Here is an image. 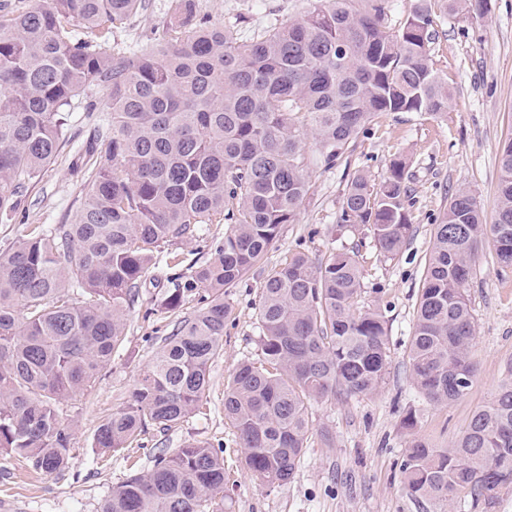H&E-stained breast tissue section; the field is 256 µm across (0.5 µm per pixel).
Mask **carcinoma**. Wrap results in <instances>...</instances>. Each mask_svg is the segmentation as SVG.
<instances>
[{"instance_id": "cac0c4a2", "label": "carcinoma", "mask_w": 512, "mask_h": 512, "mask_svg": "<svg viewBox=\"0 0 512 512\" xmlns=\"http://www.w3.org/2000/svg\"><path fill=\"white\" fill-rule=\"evenodd\" d=\"M306 16L240 40L211 24L198 0H171L149 49L121 52L112 33L146 0H47L0 14V222L8 223L46 166L70 141L74 101L108 91L111 121L95 130L70 221L35 228L0 252V455L34 472L69 468L72 428L59 404L90 388L125 336L142 279L163 245L229 224L191 277L161 298L177 316L120 411L98 426L102 453L128 448L148 425L170 430L202 403L231 315L224 296L262 264L285 224L296 222L309 171L302 140L338 164L379 112L440 118L448 84L434 69L431 0H416L396 30L389 0H316ZM476 18L491 0H439ZM104 158L94 159L96 151ZM407 162L391 160L373 183L355 175L342 225L366 227L396 256L413 233ZM494 242L512 267V140L500 154L497 219L458 192L435 225L414 309L413 387L432 403L471 386L473 315L466 288L478 244ZM357 255L298 252L260 288V354L224 386V419L245 466L271 490L294 479L307 448L313 400L367 396L391 364L383 315L358 306ZM196 309L180 316L185 305ZM224 448L188 442L153 457L151 471L112 488L99 512H224ZM407 495L438 512H492L512 486V365L450 448L415 439L405 448Z\"/></svg>"}]
</instances>
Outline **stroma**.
Listing matches in <instances>:
<instances>
[{
    "mask_svg": "<svg viewBox=\"0 0 512 512\" xmlns=\"http://www.w3.org/2000/svg\"><path fill=\"white\" fill-rule=\"evenodd\" d=\"M147 8L112 34L113 48H144L167 20L168 0H146ZM315 0H199L203 14L237 37L261 36L303 17ZM436 39L431 56L448 83V112L425 119L405 112L374 117L336 167L314 162L315 140L305 139L304 154L314 169L295 223L283 225L264 264L232 288V307L224 328V354L213 364L211 383L199 412L167 432L149 428L141 450L98 456L94 435L102 420L123 408L161 336L174 320L160 310L164 284L147 279L131 309L122 344L85 395L62 404L73 427L71 465L64 473L36 474L18 458L0 457V503L12 512H97L100 502L129 474H148L156 449L170 451L189 441L224 447V492L229 512H434L405 492L402 453L415 438L446 448L466 428L472 414L496 391L512 364V268L498 264L491 241L477 250L467 286L474 314L471 356L473 383L460 400L433 404L412 386L409 342L414 306L421 289L425 258L434 226L451 197L461 190L477 200L484 223L497 213L499 157L512 139V0H491L487 16L447 15L434 7ZM107 93L94 88L80 97L72 119L71 140L29 190L23 215L0 223V251L7 250L34 225L64 223L83 192L80 166L91 129L108 113ZM409 163L414 199L413 236L400 254L387 258L364 227H341L343 193L354 173L373 181L387 174L392 158ZM357 248L364 272L360 303L380 308L388 327L391 365L380 390L367 397L312 402L310 437L295 478L267 490L244 465L233 428L224 420V385L237 363L260 353L256 306L260 285L272 267L296 252L320 257L341 248ZM416 424L404 425L407 414Z\"/></svg>",
    "mask_w": 512,
    "mask_h": 512,
    "instance_id": "stroma-1",
    "label": "stroma"
}]
</instances>
